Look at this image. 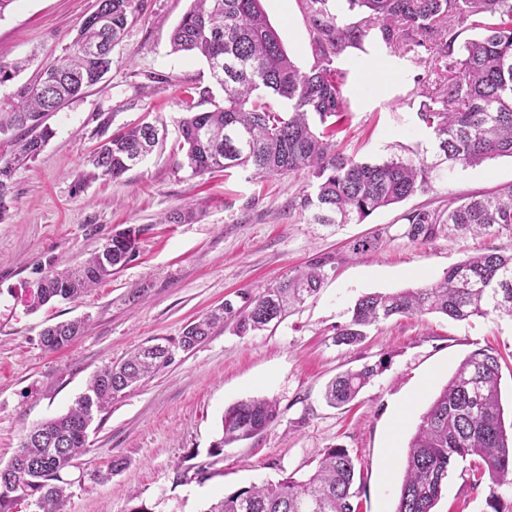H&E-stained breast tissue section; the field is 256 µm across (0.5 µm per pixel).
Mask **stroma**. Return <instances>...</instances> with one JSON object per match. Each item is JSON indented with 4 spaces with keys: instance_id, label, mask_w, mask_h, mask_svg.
<instances>
[{
    "instance_id": "35a3bbf8",
    "label": "stroma",
    "mask_w": 512,
    "mask_h": 512,
    "mask_svg": "<svg viewBox=\"0 0 512 512\" xmlns=\"http://www.w3.org/2000/svg\"><path fill=\"white\" fill-rule=\"evenodd\" d=\"M98 0H14L0 14V64L24 62L0 86V101L34 83L63 55ZM191 0H137V11L102 80L44 127L50 137L19 169L0 217V464L16 454L36 424L64 414L91 376L147 341L175 339L192 319L240 294L257 295L308 260L331 254L336 270L319 294L277 326L249 336L220 327L155 376L128 390L90 431L89 452L67 477L65 512H206L222 495L250 484L313 471L324 451L348 449L362 476L358 512H394L400 464L434 396L473 350L503 358V406L512 405V319L495 315L454 321L440 314L394 317L354 347L333 342L356 300L367 293L421 288L469 255L512 248V236L421 243L402 237L401 217L418 207L444 208L449 198L512 185V158L444 169L429 191L374 212L361 224H315L294 201L304 174H255L231 168L196 175L175 151L184 97L198 111L223 104L224 92L204 58L173 51L170 35ZM296 65L314 62L304 0H262ZM345 75L347 114L338 138L346 154L379 161L397 153L438 162L433 138L417 117L425 86L448 72L430 47L389 49L370 33L362 49L336 62ZM159 121L163 144L122 178L80 183L97 144L113 132ZM194 208L195 221L168 224L170 212ZM141 228L135 255L73 301L30 311L36 282L50 268L82 260L106 237ZM384 230L376 251L352 256L358 238ZM86 318L84 334L55 353L44 351L47 325ZM380 370L357 398L329 407L323 394L338 373L363 364ZM276 400L279 415L260 435L210 449L226 408L252 398ZM124 469L95 483L86 471L114 457ZM206 478H198V467ZM487 488H472L461 468L448 475L436 512H488Z\"/></svg>"
}]
</instances>
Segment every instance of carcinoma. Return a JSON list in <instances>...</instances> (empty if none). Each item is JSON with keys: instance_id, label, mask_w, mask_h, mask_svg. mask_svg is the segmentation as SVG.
<instances>
[{"instance_id": "obj_1", "label": "carcinoma", "mask_w": 512, "mask_h": 512, "mask_svg": "<svg viewBox=\"0 0 512 512\" xmlns=\"http://www.w3.org/2000/svg\"><path fill=\"white\" fill-rule=\"evenodd\" d=\"M311 23L314 64L296 66L262 0H193L174 27V51L204 57L224 91V105L196 112L185 102L176 143L194 174L235 167L258 174L305 173L312 190L294 206L311 213L315 224H361L375 211L427 191L437 167L392 154L379 162H362L342 150L337 135L347 108L344 74L336 60L360 49L368 28L344 23L329 13V0H305ZM376 23L391 49L424 47L445 26L436 45L448 58V80L435 92H420L417 117L434 136L440 155L452 166L476 167L501 156L512 157V0H348ZM136 11L135 0H98L66 53L49 65L40 80L21 88L0 112L11 113L20 131L9 157L0 156V212L15 171L35 159L49 136L42 119L97 84L109 71L117 44ZM481 31L456 45L457 27ZM163 140L155 123H140L112 134L89 159L81 181L117 180L140 163ZM405 236L428 242L438 233L448 238L495 236L512 232V186L493 194L450 198L445 209L405 212ZM140 229L130 227L106 241L76 266L51 269L30 297L37 310L55 300H75L134 256ZM335 259L323 256L237 305L224 304L187 323L174 342L153 343L120 362L100 369L65 414L33 426L11 461L0 466V512H64L71 483L63 474L89 452V429L98 413L125 391L169 364L176 351L204 343L220 325L237 336L262 331L281 321L290 306L315 296ZM512 317V251L485 249L448 268L440 279L392 294L360 297L349 321L337 328L335 343L354 346L368 328L395 316L439 313L456 321L494 313ZM83 318L58 322L41 332L48 351L63 349L85 331ZM501 354L492 348L469 353L420 417L402 464L403 478L395 512H434L448 472L468 462L472 488L485 484L491 512H504L499 489L512 486V422L505 423L501 403ZM382 364L364 365L336 376L326 387L333 407L348 404L378 373ZM274 401L248 399L228 407L222 436L212 446L224 448L251 439L277 418ZM125 467L115 457L107 470L90 479L104 482ZM356 467L345 448L325 450L316 471L290 475L273 484H251L223 496L207 512H357Z\"/></svg>"}]
</instances>
